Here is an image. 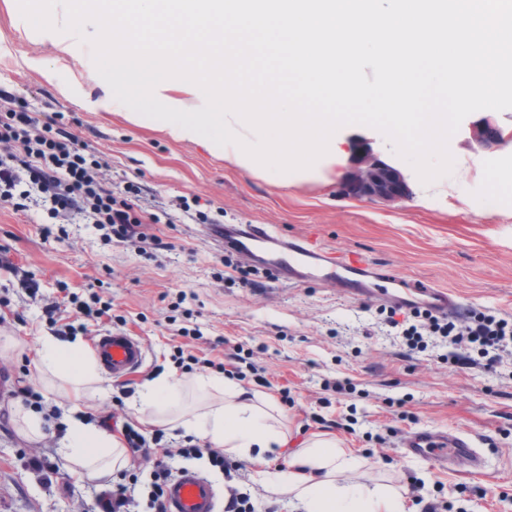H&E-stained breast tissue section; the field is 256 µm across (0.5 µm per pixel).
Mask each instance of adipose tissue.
<instances>
[{"instance_id":"1","label":"adipose tissue","mask_w":512,"mask_h":512,"mask_svg":"<svg viewBox=\"0 0 512 512\" xmlns=\"http://www.w3.org/2000/svg\"><path fill=\"white\" fill-rule=\"evenodd\" d=\"M38 378L70 403L61 452L77 477L97 478L127 469L130 456L118 436L91 423L85 412L101 395L94 356L81 339H38ZM134 410L139 421L198 432L226 454L262 463L266 454L288 444L282 419L258 407L244 387L224 377L200 373L188 380L164 374L144 383ZM362 461L329 435H318L293 453L287 467L262 468L255 482L268 492H288L305 512H405V501L393 486L355 478Z\"/></svg>"}]
</instances>
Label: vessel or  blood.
<instances>
[{"label": "vessel or blood", "instance_id": "vessel-or-blood-1", "mask_svg": "<svg viewBox=\"0 0 512 512\" xmlns=\"http://www.w3.org/2000/svg\"><path fill=\"white\" fill-rule=\"evenodd\" d=\"M210 234L225 250L250 252L259 268L277 281H332L356 296H388L394 303L424 307L439 315L455 314L459 308L447 289L404 278L360 253L352 252L339 260L314 241L286 239L262 224H214ZM94 352L105 371L117 378L140 367L147 354L139 338L121 331L100 334ZM403 448L407 457L433 460L449 471L463 466L472 471L483 468L475 440L455 430H416L405 438ZM165 500L168 512H216L217 508L212 482L193 469L182 470L168 481Z\"/></svg>", "mask_w": 512, "mask_h": 512}]
</instances>
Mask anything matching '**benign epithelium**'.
Returning a JSON list of instances; mask_svg holds the SVG:
<instances>
[{
	"instance_id": "1",
	"label": "benign epithelium",
	"mask_w": 512,
	"mask_h": 512,
	"mask_svg": "<svg viewBox=\"0 0 512 512\" xmlns=\"http://www.w3.org/2000/svg\"><path fill=\"white\" fill-rule=\"evenodd\" d=\"M472 138L484 148H492L503 139L496 121L483 118L471 127ZM356 164L350 172L344 190L354 196L383 202H399L409 197V188L403 173L378 158L370 143L358 140L354 144Z\"/></svg>"
}]
</instances>
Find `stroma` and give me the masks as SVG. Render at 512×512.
<instances>
[{"label":"stroma","instance_id":"obj_1","mask_svg":"<svg viewBox=\"0 0 512 512\" xmlns=\"http://www.w3.org/2000/svg\"><path fill=\"white\" fill-rule=\"evenodd\" d=\"M88 45L62 51L43 32L22 23L18 0H0V95L15 110L61 112L90 150L108 156L99 177L119 188L142 189V205L160 215L163 248L138 251L105 243L90 224H69L61 237H45L50 219L38 208L0 205V250L15 270L0 269V512H110L113 478L80 479L58 451L66 432L68 401L41 386L35 364L40 336L68 339L65 314L58 324L44 315L64 290L80 300L96 293L112 305V329L142 339L145 365L129 389L103 375L104 397L93 400L92 421L116 415L134 421L132 394L163 372H184L175 347L224 361L243 347L246 362L261 366L268 391L285 416L291 448L317 434L340 439L363 461V481L399 488L407 512H512V353L495 371L459 369L446 347L411 351L389 335L379 301L354 297L332 282H274L255 270L248 254L225 255L206 238L184 201H207L221 224H267L286 238H313L327 252H364L406 278H423L451 290L461 313L493 311L512 319V196L492 200L481 175L500 148L470 138L480 113L468 115L449 141L458 164L441 189L425 194L415 170L375 129L354 125L345 141L363 137L381 159L400 168L411 194L389 204L341 191L344 170L325 179L281 184L225 161L206 143L171 140L150 122L97 107L104 80H91ZM72 86L67 99L58 88ZM248 270L240 280V270ZM186 292L177 303L178 292ZM30 387L49 414L45 435L31 439L14 423L19 386ZM460 429L475 437L485 460L482 475H460L433 462L405 457V435L418 429ZM176 467L205 474L225 505L232 492L250 494L258 512H301L288 495L269 496L251 480L258 463L243 460L233 475L208 458L176 459Z\"/></svg>","mask_w":512,"mask_h":512}]
</instances>
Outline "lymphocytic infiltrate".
<instances>
[{
  "label": "lymphocytic infiltrate",
  "instance_id": "f902f5d3",
  "mask_svg": "<svg viewBox=\"0 0 512 512\" xmlns=\"http://www.w3.org/2000/svg\"><path fill=\"white\" fill-rule=\"evenodd\" d=\"M2 142L18 144L20 150L0 155V201L18 211L34 204L52 218L85 221L108 241L139 248L159 243L151 231L157 216L141 207L140 187L131 182L117 191L104 186L98 174L109 167L108 158L89 152L60 114L17 111L1 103ZM387 323L408 350L425 349L432 340L447 344L455 366L478 356L491 370L501 352L512 348V321L492 312H474L459 323L415 307L408 318L391 317Z\"/></svg>",
  "mask_w": 512,
  "mask_h": 512
}]
</instances>
